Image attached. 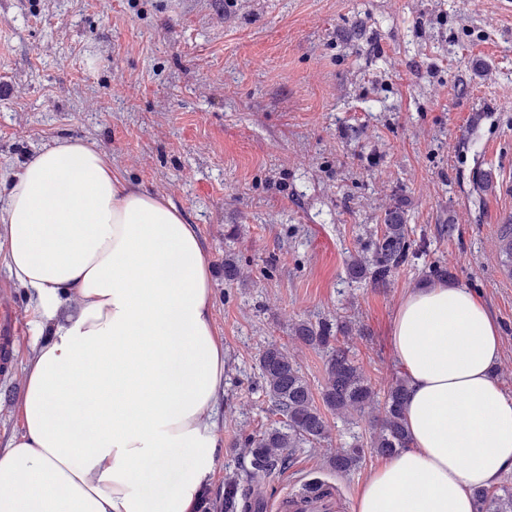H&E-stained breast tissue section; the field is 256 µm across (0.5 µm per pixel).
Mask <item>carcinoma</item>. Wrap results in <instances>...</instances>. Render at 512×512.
I'll return each mask as SVG.
<instances>
[{
  "mask_svg": "<svg viewBox=\"0 0 512 512\" xmlns=\"http://www.w3.org/2000/svg\"><path fill=\"white\" fill-rule=\"evenodd\" d=\"M415 256L407 225L398 210L390 209L372 255L361 252L352 256L347 265L348 275L353 281L368 279L373 286L385 288L394 270L410 263ZM291 332L293 339L325 353V384L319 393H314L286 347L271 343L263 349L258 358L262 389L281 420L258 434L244 437L240 447L248 464L224 476L221 496L212 498L204 493L202 512H264L262 489L288 474L299 449H318L328 441L326 413L346 418L378 405V394L356 364L352 348L339 341L329 321H299L293 324ZM406 394V380L395 378L384 393L374 432L365 441L355 437L348 447L330 455L333 470L351 472L368 450L391 457L409 447L404 417ZM474 498L476 512H512V488L507 485L478 489Z\"/></svg>",
  "mask_w": 512,
  "mask_h": 512,
  "instance_id": "cac0c4a2",
  "label": "carcinoma"
}]
</instances>
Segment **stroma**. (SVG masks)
<instances>
[{"instance_id":"1","label":"stroma","mask_w":512,"mask_h":512,"mask_svg":"<svg viewBox=\"0 0 512 512\" xmlns=\"http://www.w3.org/2000/svg\"><path fill=\"white\" fill-rule=\"evenodd\" d=\"M0 189L57 141L92 144L130 188L169 200L199 230L213 267L224 342L222 444L209 482L224 492L239 442L274 422L259 378L265 346L288 347L313 391L322 352L291 338L301 320L351 321L378 388L400 371L392 323L431 283V262L500 326L496 378L512 398V10L503 0H0ZM398 209L426 256L388 287L350 282L347 262ZM453 224L452 236L440 235ZM0 223V307L20 347L0 385V451L22 431L26 368L50 337L10 272ZM242 272L224 279V253ZM350 474L304 448L266 512L307 482L331 490L317 512H353Z\"/></svg>"}]
</instances>
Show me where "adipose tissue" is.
I'll use <instances>...</instances> for the list:
<instances>
[{"label": "adipose tissue", "mask_w": 512, "mask_h": 512, "mask_svg": "<svg viewBox=\"0 0 512 512\" xmlns=\"http://www.w3.org/2000/svg\"><path fill=\"white\" fill-rule=\"evenodd\" d=\"M0 222L53 326L27 369L24 432L0 452V512H199L225 359L196 225L80 139L24 163ZM392 343L412 446L370 472L354 512H475L474 491L512 470L500 327L467 289L429 284L401 301Z\"/></svg>", "instance_id": "1"}]
</instances>
